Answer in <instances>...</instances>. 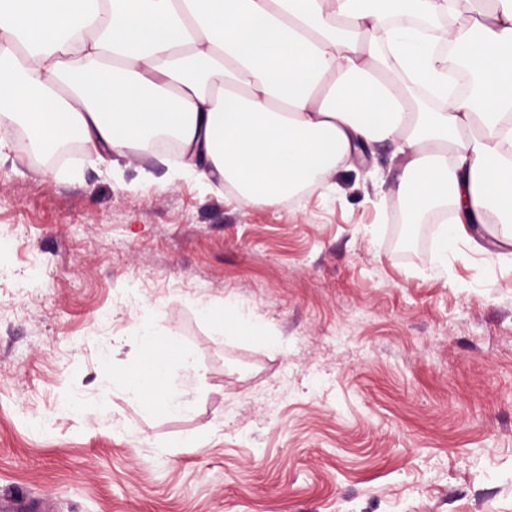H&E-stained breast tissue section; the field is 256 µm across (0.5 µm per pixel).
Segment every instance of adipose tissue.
Instances as JSON below:
<instances>
[{"mask_svg": "<svg viewBox=\"0 0 512 512\" xmlns=\"http://www.w3.org/2000/svg\"><path fill=\"white\" fill-rule=\"evenodd\" d=\"M453 64L472 92L449 91ZM6 121L31 153L75 136L101 162L154 154L169 132L175 176L265 207L330 191L338 167L388 142L407 217L452 206L440 260L461 241L512 256V0H0ZM128 341L170 361L113 373V391L185 411L171 382L193 361L149 305Z\"/></svg>", "mask_w": 512, "mask_h": 512, "instance_id": "ef3b65f1", "label": "adipose tissue"}]
</instances>
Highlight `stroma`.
Returning a JSON list of instances; mask_svg holds the SVG:
<instances>
[{
	"mask_svg": "<svg viewBox=\"0 0 512 512\" xmlns=\"http://www.w3.org/2000/svg\"><path fill=\"white\" fill-rule=\"evenodd\" d=\"M0 125V502L42 512H512V261L399 208L392 146L278 207L166 152L50 164ZM235 304L264 337L217 333ZM149 304L196 407L99 398ZM208 432L203 448L190 447ZM198 311L214 324L218 332L224 331L228 326H238L249 330L256 337H264V332L260 327L244 320L236 308L230 304L215 306L209 303H200Z\"/></svg>",
	"mask_w": 512,
	"mask_h": 512,
	"instance_id": "35a3bbf8",
	"label": "stroma"
}]
</instances>
